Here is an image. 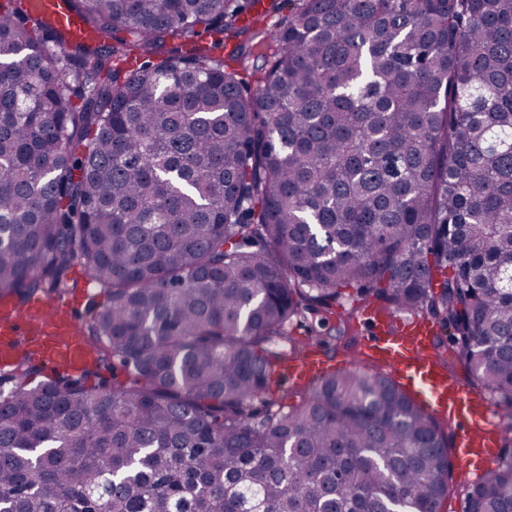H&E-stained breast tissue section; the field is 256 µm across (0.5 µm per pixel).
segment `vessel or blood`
<instances>
[{"label": "vessel or blood", "instance_id": "obj_1", "mask_svg": "<svg viewBox=\"0 0 512 512\" xmlns=\"http://www.w3.org/2000/svg\"><path fill=\"white\" fill-rule=\"evenodd\" d=\"M29 9L48 24L69 29L76 37L89 35L66 0H29ZM437 335L436 325L421 317L401 320L394 330L383 321L365 339L364 347L373 360L388 366L398 382L418 395L434 415L448 419L457 428L461 460L476 459L484 467H491L497 459L500 438L512 431V419L506 418L482 392L448 374L439 360ZM26 354L42 359L58 372L80 371L91 358L70 311L41 302L24 310L2 303L0 365H13ZM327 368L323 352L311 343L301 350L288 374L306 381L321 376Z\"/></svg>", "mask_w": 512, "mask_h": 512}]
</instances>
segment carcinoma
I'll return each mask as SVG.
<instances>
[{
	"instance_id": "obj_1",
	"label": "carcinoma",
	"mask_w": 512,
	"mask_h": 512,
	"mask_svg": "<svg viewBox=\"0 0 512 512\" xmlns=\"http://www.w3.org/2000/svg\"><path fill=\"white\" fill-rule=\"evenodd\" d=\"M0 0V299L108 294L118 376L22 357L0 384L5 512H443L449 438L391 376L267 399L288 324L356 286L450 332L512 415V0ZM175 46L165 57L167 43ZM461 512H512V458ZM67 0H29L33 15L42 17L48 24L69 29L74 36L85 38L90 35L80 17L67 6ZM70 278L75 284L74 288L54 294L50 299H41L46 302L66 301L73 304L78 309V323L85 325L91 318V304L103 302L104 294L102 289L92 282L87 288V283L90 281L79 265L71 269Z\"/></svg>"
}]
</instances>
